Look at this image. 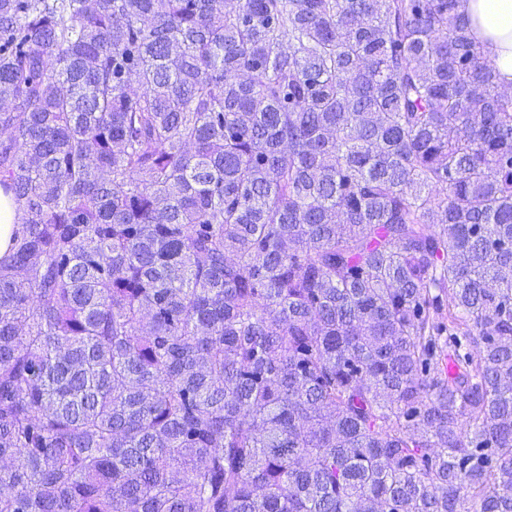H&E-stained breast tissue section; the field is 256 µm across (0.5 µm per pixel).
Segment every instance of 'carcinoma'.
<instances>
[{"label":"carcinoma","mask_w":512,"mask_h":512,"mask_svg":"<svg viewBox=\"0 0 512 512\" xmlns=\"http://www.w3.org/2000/svg\"><path fill=\"white\" fill-rule=\"evenodd\" d=\"M226 4L0 0V512H512L494 62ZM14 209L0 190V258L7 255L9 238L14 226Z\"/></svg>","instance_id":"cac0c4a2"}]
</instances>
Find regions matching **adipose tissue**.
<instances>
[{"mask_svg": "<svg viewBox=\"0 0 512 512\" xmlns=\"http://www.w3.org/2000/svg\"><path fill=\"white\" fill-rule=\"evenodd\" d=\"M469 35L493 60L499 84L512 87V0H461Z\"/></svg>", "mask_w": 512, "mask_h": 512, "instance_id": "1", "label": "adipose tissue"}]
</instances>
